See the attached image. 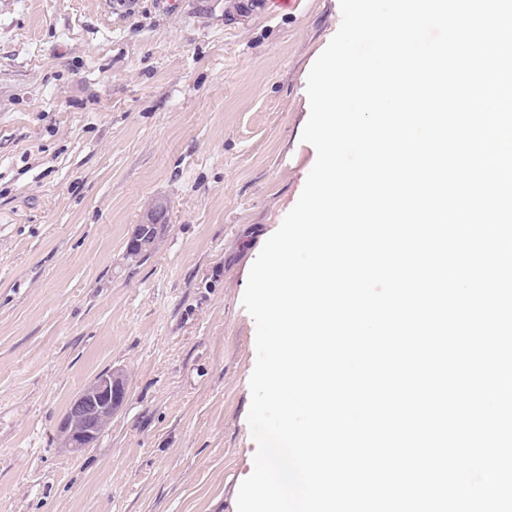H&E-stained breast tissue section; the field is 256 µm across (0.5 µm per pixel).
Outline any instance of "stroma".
I'll list each match as a JSON object with an SVG mask.
<instances>
[{
    "label": "stroma",
    "instance_id": "35a3bbf8",
    "mask_svg": "<svg viewBox=\"0 0 512 512\" xmlns=\"http://www.w3.org/2000/svg\"><path fill=\"white\" fill-rule=\"evenodd\" d=\"M340 24L339 0H0V512H237L242 297L316 161L307 77ZM108 369L125 402L70 453L58 423ZM167 207L163 202L155 203L146 213L141 224H136L128 241V248H140L148 245L160 233H164L163 227L167 226ZM162 231V232H161Z\"/></svg>",
    "mask_w": 512,
    "mask_h": 512
}]
</instances>
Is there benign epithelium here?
<instances>
[{
    "label": "benign epithelium",
    "instance_id": "obj_1",
    "mask_svg": "<svg viewBox=\"0 0 512 512\" xmlns=\"http://www.w3.org/2000/svg\"><path fill=\"white\" fill-rule=\"evenodd\" d=\"M166 221V205L154 204L144 221L133 229L127 247L148 245L161 233ZM125 398V383L118 373L111 370L99 373L70 400L59 422L58 431L65 447L75 453L91 447L105 419L122 407Z\"/></svg>",
    "mask_w": 512,
    "mask_h": 512
}]
</instances>
